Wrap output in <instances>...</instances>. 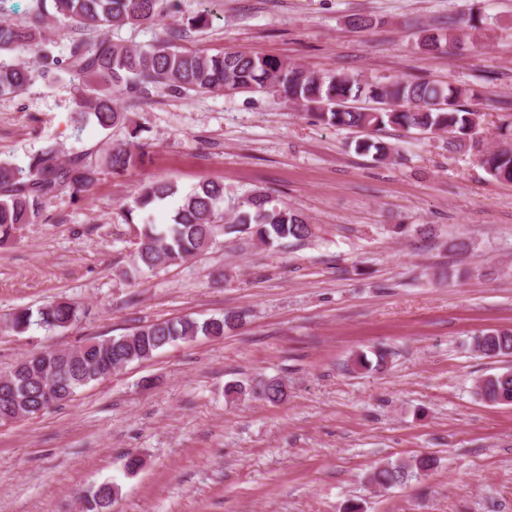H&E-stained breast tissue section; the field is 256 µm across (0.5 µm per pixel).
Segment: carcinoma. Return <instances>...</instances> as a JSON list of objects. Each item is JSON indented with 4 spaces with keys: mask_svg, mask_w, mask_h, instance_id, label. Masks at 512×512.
Segmentation results:
<instances>
[{
    "mask_svg": "<svg viewBox=\"0 0 512 512\" xmlns=\"http://www.w3.org/2000/svg\"><path fill=\"white\" fill-rule=\"evenodd\" d=\"M48 1L54 16L64 19L73 32L59 53L46 43ZM177 12L179 0H30L25 22L0 21V57L35 49L38 68L0 60V96L24 92L37 74L47 77L63 71L77 81L76 111L93 118L103 131L127 123L116 96L138 99L156 87H165L180 94L276 92L295 104L315 105V122L365 133L356 141V149L372 154L378 163L389 161L397 152L372 138L387 126L414 129L427 136L446 133L448 148L457 151L479 143L483 114L475 105L482 93L473 85L400 78L362 80L248 51L210 54L185 50L178 46L182 39L179 30H170L143 48L112 40L114 27L153 24ZM447 40L440 30L425 29L419 47L436 55ZM139 139V130L133 128L124 144L105 148L104 165L116 174L144 166L147 145ZM478 162L492 178L512 183L511 147L482 151ZM96 174V166L87 162L85 155L65 159L53 145L32 154L25 165L0 160V242L13 238L23 226L37 223L51 199L67 192L76 197L90 190ZM157 208L169 209V222L142 225L131 260L133 270L140 273L191 260L224 234L250 233L271 244L289 237L306 239L313 229L303 214L272 204L261 192L238 197L226 208L224 183L210 180L183 193L172 182L151 181L142 186L127 213ZM78 315L75 304L56 300L35 314L28 309L13 312L6 326L18 334L34 324L48 330L67 329ZM239 321L240 314L228 310L202 322L189 317L154 321L124 335L90 340L75 348L37 350L30 354L27 366L0 375V424L65 405L79 389L107 378L112 370L146 360L178 341L199 336L221 338ZM472 347L485 358L512 355V329L480 330L474 334ZM375 356L373 364L366 355H357L354 367L378 369L386 361V351L379 349ZM258 387L259 395L272 403L287 396L286 384L278 378L261 381ZM47 388L54 392L50 403L44 399ZM476 394L486 403L512 404V374L502 371L482 377ZM436 464L437 459L428 454L387 461L372 470L369 481L379 488H392L411 476L425 474ZM115 495L114 485H100L84 497L82 512H112Z\"/></svg>",
    "mask_w": 512,
    "mask_h": 512,
    "instance_id": "carcinoma-1",
    "label": "carcinoma"
}]
</instances>
